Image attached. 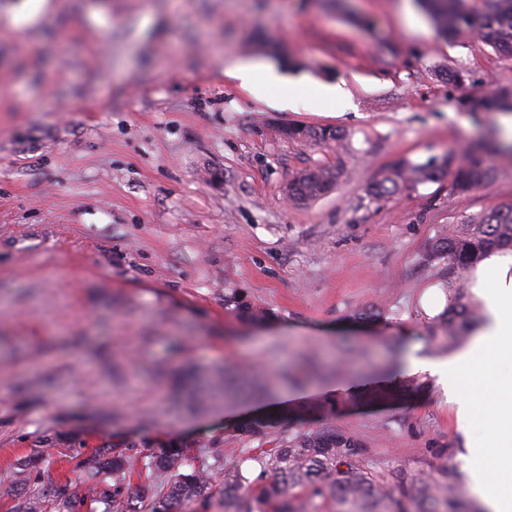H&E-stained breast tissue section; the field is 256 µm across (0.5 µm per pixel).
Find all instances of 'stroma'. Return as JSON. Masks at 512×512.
Instances as JSON below:
<instances>
[{"mask_svg": "<svg viewBox=\"0 0 512 512\" xmlns=\"http://www.w3.org/2000/svg\"><path fill=\"white\" fill-rule=\"evenodd\" d=\"M20 3L0 0V512H59L100 447L219 448L251 470L235 427L274 411L355 435L372 469L446 453L468 482L455 404L429 376L371 368L391 340L445 357L429 339L441 273L419 256L439 227L512 202V153L466 195L442 181L377 202L367 186L397 158L498 142L500 113L458 100L512 84V56L442 38L404 0H51L18 23ZM244 60L307 81V99L243 90L228 71ZM324 84L347 105L320 109ZM289 123L347 139L306 145L280 135ZM315 166L340 169L337 187L291 201ZM231 293L256 319L225 308ZM361 350L272 403L190 414L174 383L188 366L219 385Z\"/></svg>", "mask_w": 512, "mask_h": 512, "instance_id": "obj_1", "label": "stroma"}]
</instances>
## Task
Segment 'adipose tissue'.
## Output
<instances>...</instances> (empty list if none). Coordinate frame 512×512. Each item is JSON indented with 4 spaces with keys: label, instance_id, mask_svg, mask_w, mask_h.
Here are the masks:
<instances>
[{
    "label": "adipose tissue",
    "instance_id": "adipose-tissue-1",
    "mask_svg": "<svg viewBox=\"0 0 512 512\" xmlns=\"http://www.w3.org/2000/svg\"><path fill=\"white\" fill-rule=\"evenodd\" d=\"M241 87L290 104L301 98L302 82L290 80L256 61L232 71ZM489 322L471 345L450 360L417 358L414 370L429 373L459 403L461 428L482 421V452L473 466L472 491L489 512H512V373L496 370V361L512 357V254H494L477 271L474 287Z\"/></svg>",
    "mask_w": 512,
    "mask_h": 512
}]
</instances>
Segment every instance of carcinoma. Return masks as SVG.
I'll list each match as a JSON object with an SVG mask.
<instances>
[{"label": "carcinoma", "mask_w": 512, "mask_h": 512, "mask_svg": "<svg viewBox=\"0 0 512 512\" xmlns=\"http://www.w3.org/2000/svg\"><path fill=\"white\" fill-rule=\"evenodd\" d=\"M439 31L449 37L473 35L499 53L512 55V0H418ZM512 101V88L491 94L470 93L460 104L470 112H496ZM283 137L307 143L342 144L339 130L303 125L281 129ZM498 148L474 142L464 156L448 151L426 164L399 158L380 172L367 192L373 200L392 198L428 182L448 181L453 194L489 187L496 172L490 155ZM340 171L313 167L301 172L288 188L295 200L314 201L330 193ZM512 250V203L466 217L433 237L421 255L425 268L444 270L443 288L448 308L444 348L464 337L465 327L480 318V309L468 297L467 273L488 254ZM405 349L394 347L379 372L398 374L405 365ZM271 379L263 373L224 375V395L243 388L270 397ZM238 436L254 448H243L245 459L260 468L253 478L239 464L223 459L213 448L188 456L181 448H161L143 465L155 484L143 496H132L129 486L136 458L118 447L100 448L83 458L84 483L96 489L112 478V512H175L205 498L213 475L224 471V512H479L464 498L459 475L450 458L442 454L426 469L397 467L373 471L364 465L367 450L362 441L333 425L312 429L281 426L266 416L255 417L237 428Z\"/></svg>", "instance_id": "carcinoma-1"}]
</instances>
